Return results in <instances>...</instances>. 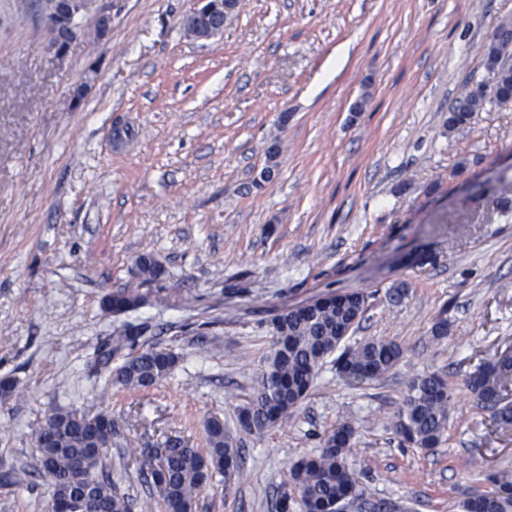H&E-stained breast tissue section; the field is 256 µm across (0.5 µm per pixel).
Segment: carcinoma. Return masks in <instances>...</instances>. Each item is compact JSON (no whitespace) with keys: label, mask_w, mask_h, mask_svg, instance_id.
Listing matches in <instances>:
<instances>
[{"label":"carcinoma","mask_w":512,"mask_h":512,"mask_svg":"<svg viewBox=\"0 0 512 512\" xmlns=\"http://www.w3.org/2000/svg\"><path fill=\"white\" fill-rule=\"evenodd\" d=\"M512 25L497 27L485 56L487 67L497 71L498 91L478 84L465 90L449 110L448 129H460L486 106L512 101ZM164 268L151 257L141 256L134 265L133 282L110 293L112 313L134 312L154 301H166L160 286ZM362 292L327 294L312 307L284 308L271 319L273 343L238 421L242 429L264 434L284 425L299 409L325 359L336 355V372L355 383L379 379L402 357V347L384 339L367 338L341 347L365 312ZM141 323L127 322L95 348L88 366L95 374L106 372L113 382L128 389H148L171 374L177 356L145 335ZM512 377V359L484 364L470 375L467 387L476 406L491 413L503 429L512 428V406L502 403L498 382ZM451 395L447 375L414 376L393 423L401 442L431 451L446 441ZM112 413L72 412L60 419L45 414L35 430L40 448L38 475L50 490L49 509L64 495L73 502L72 512H153L155 500L138 499L116 489L107 465L111 440L100 432ZM208 448L201 454L192 448H170L158 469L151 472L164 512H196L199 496L217 475L231 485L240 476L241 449L236 434L224 419L205 421ZM356 427L343 421L320 436L319 446L294 462L283 484L279 512H289L294 501L310 512H336L342 501L356 495L359 472L349 462L354 452ZM83 483L74 485L75 472ZM492 489L483 499H466L460 492L459 512H512V480L502 473L488 475Z\"/></svg>","instance_id":"obj_1"}]
</instances>
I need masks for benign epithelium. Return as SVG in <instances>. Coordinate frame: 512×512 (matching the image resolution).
Masks as SVG:
<instances>
[{
    "label": "benign epithelium",
    "mask_w": 512,
    "mask_h": 512,
    "mask_svg": "<svg viewBox=\"0 0 512 512\" xmlns=\"http://www.w3.org/2000/svg\"><path fill=\"white\" fill-rule=\"evenodd\" d=\"M237 8V0H217L201 5L189 14L184 25L196 39H211L224 32V26ZM41 20L51 32L50 43L57 52H65L82 35L78 19L93 14L95 33L106 36L112 30V0H43L38 9Z\"/></svg>",
    "instance_id": "obj_1"
}]
</instances>
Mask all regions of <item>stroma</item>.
Masks as SVG:
<instances>
[{
	"label": "stroma",
	"instance_id": "1",
	"mask_svg": "<svg viewBox=\"0 0 512 512\" xmlns=\"http://www.w3.org/2000/svg\"><path fill=\"white\" fill-rule=\"evenodd\" d=\"M197 5L112 0L111 32L93 36L85 15L60 54L37 11L0 0V375L17 380L0 400V512H48L34 428L52 409L111 412V473L149 496L128 446L204 451V419L235 422L247 404L273 316L357 291L353 340L396 341L403 357L360 385L326 361L287 425L240 432L241 477L229 491L215 477L199 512H277L292 463L345 419L364 500L458 512L459 487L512 475V430L466 388L512 347V103L461 130L448 111L495 83L483 60L512 0H239L211 40L183 29ZM141 255L167 270L169 301L135 319L179 362L132 391L86 362L120 329L102 299ZM441 370L447 442L400 446L408 379ZM21 469L28 484L4 485Z\"/></svg>",
	"mask_w": 512,
	"mask_h": 512
}]
</instances>
